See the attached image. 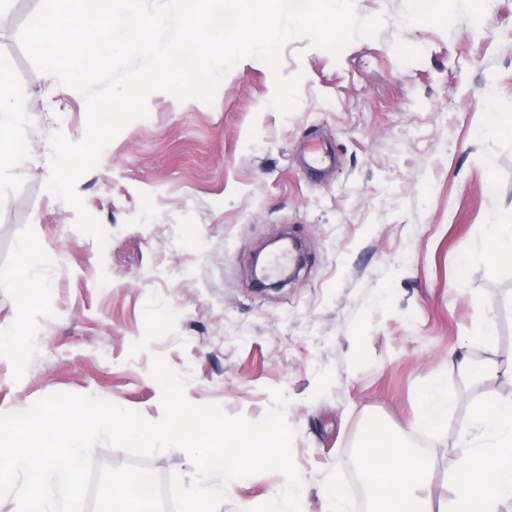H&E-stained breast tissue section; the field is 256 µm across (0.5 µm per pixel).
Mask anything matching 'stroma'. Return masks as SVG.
<instances>
[{
    "label": "stroma",
    "instance_id": "stroma-1",
    "mask_svg": "<svg viewBox=\"0 0 512 512\" xmlns=\"http://www.w3.org/2000/svg\"><path fill=\"white\" fill-rule=\"evenodd\" d=\"M38 4L0 7V58L32 148L0 176V335L22 328L30 344L26 358L0 360V413L63 392L159 420V354L189 373V402L231 416L259 420L270 389L283 390L301 512H322L328 486L358 512L367 429L409 430L421 393L441 382L454 406L428 453L443 482L470 407L512 398V264L482 251L486 225L512 212V140L480 133L490 112L512 115V0L436 23L419 0H355L359 15H385L383 31L336 56L287 43L282 71L303 80L286 116L256 58L212 103L152 93L147 117L76 185L110 235L103 248L44 188L50 135L81 140L87 108L78 92L56 94L20 44ZM284 234L303 264L284 288L259 291L253 255ZM26 241L51 256L32 271L48 287L28 311L13 286ZM452 349L499 374L468 379ZM283 483L277 472L240 479L219 512L258 506Z\"/></svg>",
    "mask_w": 512,
    "mask_h": 512
}]
</instances>
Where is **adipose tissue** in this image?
<instances>
[{"label": "adipose tissue", "instance_id": "ef3b65f1", "mask_svg": "<svg viewBox=\"0 0 512 512\" xmlns=\"http://www.w3.org/2000/svg\"><path fill=\"white\" fill-rule=\"evenodd\" d=\"M15 87L8 63L0 58V170L22 164L27 146L17 130L23 114L12 104ZM30 243L17 253L14 284L26 306H37L47 287L33 279L31 268L45 263ZM415 427L439 433L448 425L453 400L436 384L421 396ZM461 451L446 483L444 512H507L512 507V398L490 397L475 405L459 432ZM360 469L369 485L371 512H432L434 467L429 454L406 446L405 435L371 429L360 454Z\"/></svg>", "mask_w": 512, "mask_h": 512}]
</instances>
